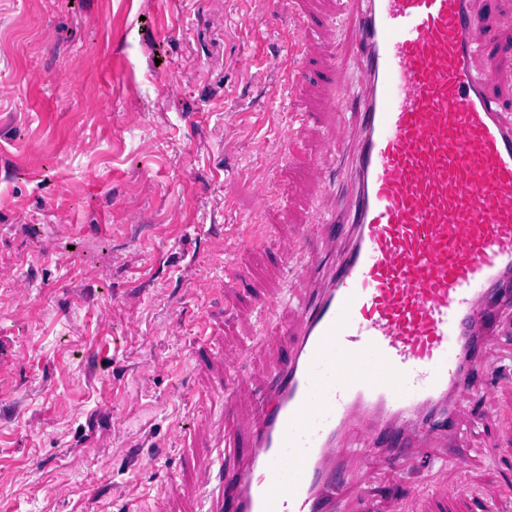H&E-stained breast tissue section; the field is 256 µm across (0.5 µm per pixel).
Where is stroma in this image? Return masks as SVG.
<instances>
[{"label":"stroma","mask_w":512,"mask_h":512,"mask_svg":"<svg viewBox=\"0 0 512 512\" xmlns=\"http://www.w3.org/2000/svg\"><path fill=\"white\" fill-rule=\"evenodd\" d=\"M290 28L287 12L261 2L244 22L234 0H0V84L11 90L0 97V512H128L167 479L189 484L192 450L170 437L218 416L192 347L250 343L236 313L250 310L254 286L290 289L304 276L275 243L294 231L286 212L315 147L285 154L243 118L270 112L287 125V106L242 61L274 67ZM256 168L275 201L265 239L210 265L225 225L251 216ZM126 204L145 223L127 226ZM199 272L218 283L205 298L192 290ZM171 321L182 340L163 336ZM147 360L157 370L144 379ZM511 422L506 390L482 424L459 422L425 453L430 479L466 454L471 479L512 489L501 445ZM20 466L23 485L12 479ZM415 481L373 467L365 510L347 512H388V489Z\"/></svg>","instance_id":"1"}]
</instances>
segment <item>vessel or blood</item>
<instances>
[{
	"mask_svg": "<svg viewBox=\"0 0 512 512\" xmlns=\"http://www.w3.org/2000/svg\"><path fill=\"white\" fill-rule=\"evenodd\" d=\"M496 0H317L327 33L347 22L356 95L335 49L317 54L308 19L288 37L271 87L291 106L279 143L316 137L307 201L284 258L321 259L290 316L261 290L257 344L212 351L225 422L195 434L199 512H345L342 487L371 473L348 448L366 429L387 466L450 431L461 394L491 406V365L512 298V113L502 102L512 45L488 25ZM318 62L320 78L310 64ZM316 95L313 112L297 110ZM254 221L225 237L230 257L260 243L270 179L251 174ZM266 359L257 375L254 362ZM235 450L225 468V446ZM429 512H471L458 488L425 494Z\"/></svg>",
	"mask_w": 512,
	"mask_h": 512,
	"instance_id": "1",
	"label": "vessel or blood"
}]
</instances>
